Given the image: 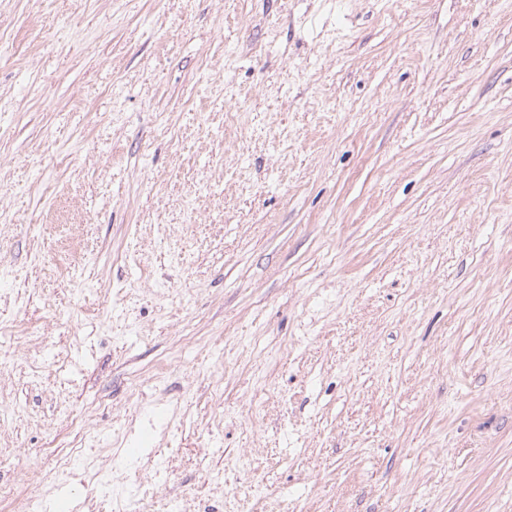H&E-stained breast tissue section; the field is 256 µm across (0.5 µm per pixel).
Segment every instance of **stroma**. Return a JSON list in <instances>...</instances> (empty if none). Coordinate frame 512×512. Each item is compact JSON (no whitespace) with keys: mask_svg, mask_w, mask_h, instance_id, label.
I'll list each match as a JSON object with an SVG mask.
<instances>
[{"mask_svg":"<svg viewBox=\"0 0 512 512\" xmlns=\"http://www.w3.org/2000/svg\"><path fill=\"white\" fill-rule=\"evenodd\" d=\"M512 512V0H0V512Z\"/></svg>","mask_w":512,"mask_h":512,"instance_id":"1","label":"stroma"}]
</instances>
